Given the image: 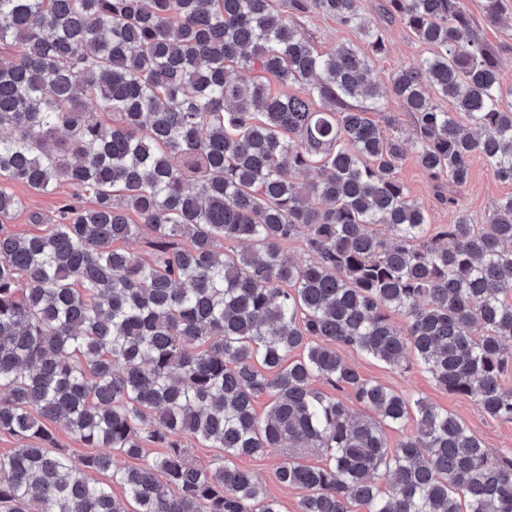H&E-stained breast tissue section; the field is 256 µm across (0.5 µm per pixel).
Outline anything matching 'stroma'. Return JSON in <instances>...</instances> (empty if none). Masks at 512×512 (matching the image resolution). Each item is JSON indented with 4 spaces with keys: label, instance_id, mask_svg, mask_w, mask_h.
I'll list each match as a JSON object with an SVG mask.
<instances>
[{
    "label": "stroma",
    "instance_id": "1",
    "mask_svg": "<svg viewBox=\"0 0 512 512\" xmlns=\"http://www.w3.org/2000/svg\"><path fill=\"white\" fill-rule=\"evenodd\" d=\"M385 0H361L365 17L379 26L385 35L386 49L375 61L374 80L380 87H388L393 74L425 56L427 48L418 42L401 20L387 17L383 11ZM504 20L493 25L476 17L485 43L494 52L506 80L512 81V0H504ZM302 25L318 50L326 52L339 44L360 45V37L347 27L327 17L314 14ZM386 109L399 118L398 134L406 145L399 166V178L408 195L422 202L433 224L453 223L458 212H466L474 219H482L500 199L512 195V183L499 181L481 159H473L471 178L464 189L452 184L435 181L418 163L410 146L414 136L412 117L394 99H386ZM13 193L21 197L25 207L1 228L14 234L39 232V225L30 222L31 214L39 213L54 218L58 208L70 197L69 186L63 185L50 193H39L21 184H12ZM341 355L353 364L365 379L378 382L393 391L421 396L442 409L457 415L488 446L498 453L512 448V421L495 420L482 413L471 401L449 394L439 388L431 375L414 359H407L401 367L392 368L375 360L364 358L349 348H341ZM284 460L280 448L267 449L259 457H244L242 468L255 472L265 484L268 493L276 498L282 512H297L302 497L301 490L282 486L275 477L277 467Z\"/></svg>",
    "mask_w": 512,
    "mask_h": 512
}]
</instances>
